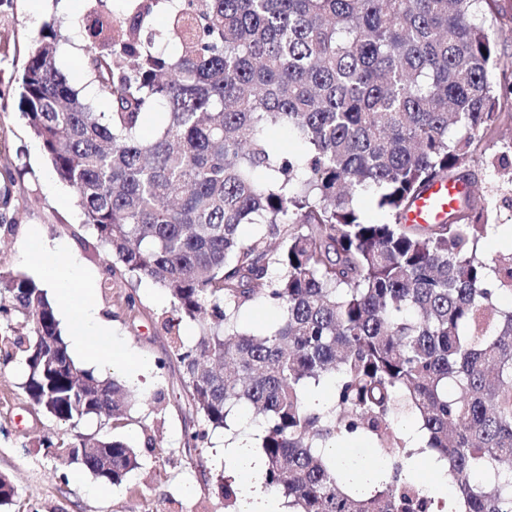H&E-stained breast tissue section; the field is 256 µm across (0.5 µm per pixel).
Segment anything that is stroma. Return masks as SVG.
I'll return each mask as SVG.
<instances>
[{
	"instance_id": "35a3bbf8",
	"label": "stroma",
	"mask_w": 512,
	"mask_h": 512,
	"mask_svg": "<svg viewBox=\"0 0 512 512\" xmlns=\"http://www.w3.org/2000/svg\"><path fill=\"white\" fill-rule=\"evenodd\" d=\"M121 0H103L89 13L87 0H69L61 11L59 0H0V89L15 86L43 26L54 23L64 35L57 65L69 82L94 96L84 77V59L73 56L79 42L71 22L93 24L96 14L116 15ZM478 17L498 33L497 48L512 55V0H481ZM512 141V129L501 128L479 147L482 163L466 173L488 201L492 228L483 242L487 257L512 252V184L490 166L492 156ZM18 173L22 194L13 234L0 238V267L39 278V265L28 255L26 236L37 229L64 264L92 272L91 287L101 316L112 326L115 343L145 360L150 371L133 384L138 400L120 423L87 417L79 423L56 420L31 405L21 384L26 369L20 360L0 362V475L10 479L14 496L0 512H224V487L218 477L225 468L215 453L226 444L225 432L209 435L206 443L189 446L188 438L204 430L203 419L192 412L182 384V367L170 351L174 340L192 342L194 323L173 319L168 293L144 281L130 284L108 277L111 259L84 227V215L70 187L54 171L39 140L20 115L16 97L0 100V173ZM111 279L112 288L100 284ZM136 293L139 307L128 311L125 297ZM116 436L131 444L140 466L111 493L90 494L95 477L78 465L61 466L45 448V441L68 443L76 436Z\"/></svg>"
}]
</instances>
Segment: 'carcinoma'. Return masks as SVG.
<instances>
[{
  "mask_svg": "<svg viewBox=\"0 0 512 512\" xmlns=\"http://www.w3.org/2000/svg\"><path fill=\"white\" fill-rule=\"evenodd\" d=\"M479 2L126 0L120 16L79 27L96 99L57 67L50 24L21 74V116L111 255L108 277L151 281L198 325L193 346L172 348L207 426L190 440L248 409L262 426L261 483L290 512H439L404 476L399 406L447 466L448 512H512V308L497 303L512 295V252L484 255L476 188L446 222L406 223L430 185L463 180L479 143L512 125L489 81L512 57L475 22ZM168 41L176 53L160 49ZM277 129L304 150L282 152ZM4 181L10 234L16 181ZM367 191L388 221L362 218ZM244 224L278 244L243 238ZM257 303L275 327H242ZM0 321L32 405L72 423L127 411L124 384L72 359L40 282L0 270ZM325 384L331 397L312 405ZM351 440L387 465L368 496L349 493L323 454ZM44 446L68 465L75 448L112 449V475L82 465L113 486L139 465L121 439Z\"/></svg>",
  "mask_w": 512,
  "mask_h": 512,
  "instance_id": "cac0c4a2",
  "label": "carcinoma"
}]
</instances>
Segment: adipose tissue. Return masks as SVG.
<instances>
[{
    "label": "adipose tissue",
    "instance_id": "1",
    "mask_svg": "<svg viewBox=\"0 0 512 512\" xmlns=\"http://www.w3.org/2000/svg\"><path fill=\"white\" fill-rule=\"evenodd\" d=\"M45 274V285L53 290L57 303L68 318V336L75 353L89 357L104 369L121 367L129 378L144 374L148 365L112 342V329L98 316L96 304L86 274L57 263L49 248L38 245L36 233H29ZM326 456L342 464L346 487L355 494H364L383 477L380 467L366 463L347 464L342 448H329ZM221 460L235 470L244 482L239 512H288L283 499L259 487V474L264 468V456L253 440L242 436L225 446Z\"/></svg>",
    "mask_w": 512,
    "mask_h": 512
}]
</instances>
